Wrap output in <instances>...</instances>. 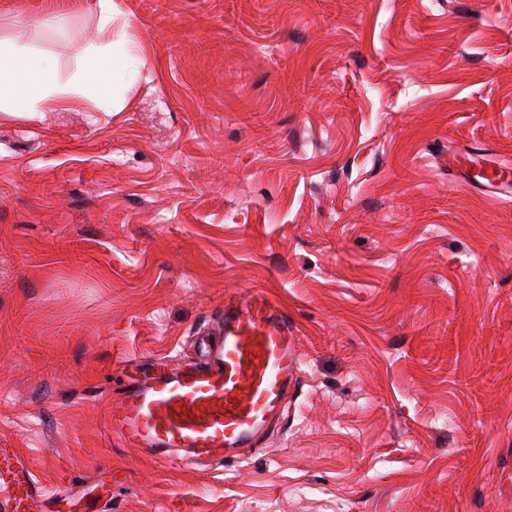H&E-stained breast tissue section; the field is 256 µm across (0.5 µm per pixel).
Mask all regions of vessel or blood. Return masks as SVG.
<instances>
[{
  "label": "vessel or blood",
  "instance_id": "b4317fda",
  "mask_svg": "<svg viewBox=\"0 0 512 512\" xmlns=\"http://www.w3.org/2000/svg\"><path fill=\"white\" fill-rule=\"evenodd\" d=\"M281 305L257 291L224 299L215 340L191 356L126 358L128 384L107 419L122 444L157 462L211 465L253 449L281 418L299 365ZM11 448H0V500L45 512L56 499Z\"/></svg>",
  "mask_w": 512,
  "mask_h": 512
}]
</instances>
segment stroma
<instances>
[{"mask_svg":"<svg viewBox=\"0 0 512 512\" xmlns=\"http://www.w3.org/2000/svg\"><path fill=\"white\" fill-rule=\"evenodd\" d=\"M0 0L119 104L0 112V448L53 512H512V0ZM262 291L299 338L243 458L160 465L106 428L123 358L193 354Z\"/></svg>","mask_w":512,"mask_h":512,"instance_id":"1","label":"stroma"}]
</instances>
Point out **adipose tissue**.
Masks as SVG:
<instances>
[{
    "mask_svg": "<svg viewBox=\"0 0 512 512\" xmlns=\"http://www.w3.org/2000/svg\"><path fill=\"white\" fill-rule=\"evenodd\" d=\"M137 75L135 51L117 40L108 53L89 58L80 80L72 85L54 81L52 64L25 47L0 45V112H38L62 107L75 93L90 92L120 100L126 85Z\"/></svg>",
    "mask_w": 512,
    "mask_h": 512,
    "instance_id": "ef3b65f1",
    "label": "adipose tissue"
}]
</instances>
